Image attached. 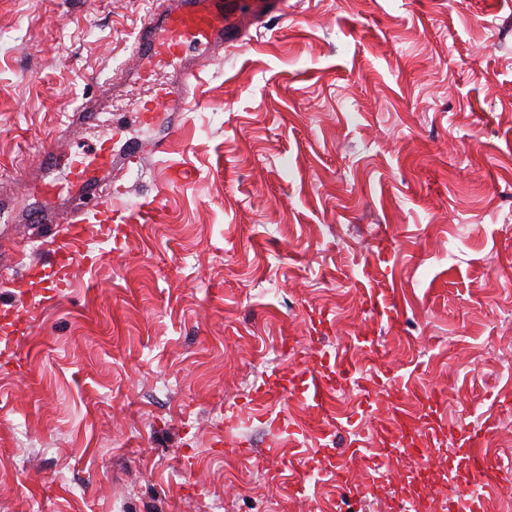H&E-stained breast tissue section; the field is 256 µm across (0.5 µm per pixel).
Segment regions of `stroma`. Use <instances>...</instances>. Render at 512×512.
Masks as SVG:
<instances>
[{
	"label": "stroma",
	"instance_id": "35a3bbf8",
	"mask_svg": "<svg viewBox=\"0 0 512 512\" xmlns=\"http://www.w3.org/2000/svg\"><path fill=\"white\" fill-rule=\"evenodd\" d=\"M153 6L0 0V512L449 498L448 451L414 482L377 466L361 499L322 463L378 458L373 428L418 388L441 401L417 416L492 421L485 452L512 457V0H288L205 64L174 145L118 177L121 244L104 225L58 272L20 176L60 131L74 154L148 136L168 71L113 83ZM90 98L95 121L68 128ZM319 351L370 401L331 397L337 439L297 443L312 410L289 391ZM252 397L267 420L225 431Z\"/></svg>",
	"mask_w": 512,
	"mask_h": 512
}]
</instances>
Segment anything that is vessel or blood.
Listing matches in <instances>:
<instances>
[{
    "label": "vessel or blood",
    "mask_w": 512,
    "mask_h": 512,
    "mask_svg": "<svg viewBox=\"0 0 512 512\" xmlns=\"http://www.w3.org/2000/svg\"><path fill=\"white\" fill-rule=\"evenodd\" d=\"M161 8L151 10L144 18L131 53L127 73L130 83H145L157 70L170 68L174 79L160 85L154 104L145 108L141 121L155 128L157 134L148 141H127L119 149L107 147L83 155H72L46 147L42 154V169L64 167L69 171L73 188L97 195L104 173L117 167L141 164L146 158L167 151L176 134L181 114L195 88L204 61L216 57L225 49L243 41L251 27L261 25L265 17L283 12L286 0H161ZM96 223L77 219L70 234L59 239L56 252L62 260L75 258L84 241L98 232L99 225L121 224L120 211L100 202ZM353 379L345 367H331L326 360L305 363L298 398L322 404L326 391L335 385H345ZM487 428H447L442 420H418L411 411L398 412L392 423L382 428L377 438L392 448L413 447L424 463L438 461L443 446L455 449V495L449 499L448 512H478L481 494L471 478L474 473L485 475L486 486L503 487L512 480V464L487 465L480 453Z\"/></svg>",
    "instance_id": "b4317fda"
}]
</instances>
